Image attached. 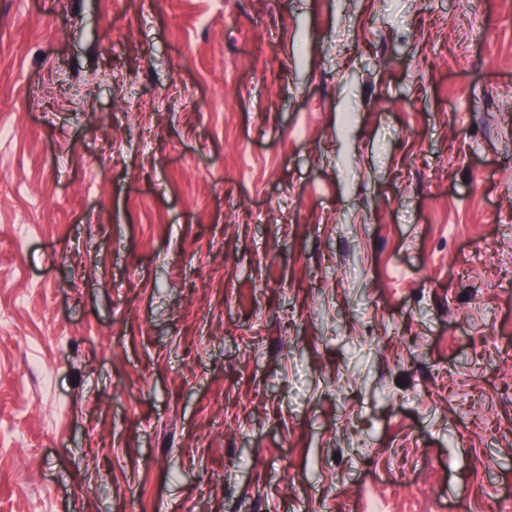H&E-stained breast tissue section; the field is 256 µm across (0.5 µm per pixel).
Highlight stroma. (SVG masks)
<instances>
[{
    "label": "stroma",
    "mask_w": 512,
    "mask_h": 512,
    "mask_svg": "<svg viewBox=\"0 0 512 512\" xmlns=\"http://www.w3.org/2000/svg\"><path fill=\"white\" fill-rule=\"evenodd\" d=\"M0 512H512V0H0Z\"/></svg>",
    "instance_id": "obj_1"
}]
</instances>
